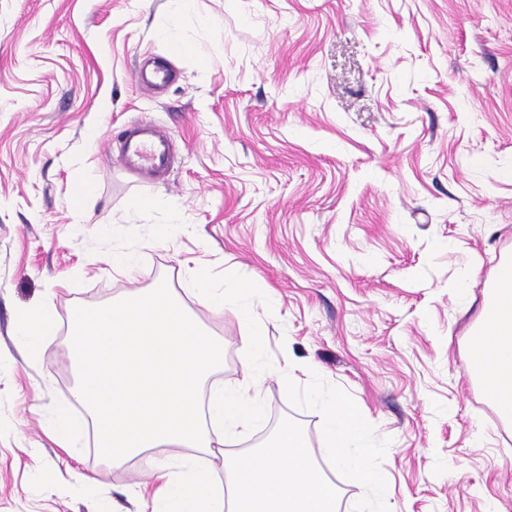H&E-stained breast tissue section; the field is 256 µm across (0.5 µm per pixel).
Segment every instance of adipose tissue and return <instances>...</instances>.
Returning a JSON list of instances; mask_svg holds the SVG:
<instances>
[{
	"label": "adipose tissue",
	"instance_id": "adipose-tissue-1",
	"mask_svg": "<svg viewBox=\"0 0 512 512\" xmlns=\"http://www.w3.org/2000/svg\"><path fill=\"white\" fill-rule=\"evenodd\" d=\"M489 302L468 351L469 372L482 383L501 421L512 422V265L498 266Z\"/></svg>",
	"mask_w": 512,
	"mask_h": 512
}]
</instances>
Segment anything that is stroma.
Wrapping results in <instances>:
<instances>
[{"label":"stroma","mask_w":512,"mask_h":512,"mask_svg":"<svg viewBox=\"0 0 512 512\" xmlns=\"http://www.w3.org/2000/svg\"><path fill=\"white\" fill-rule=\"evenodd\" d=\"M165 2L0 0V512H150L141 459L54 440L58 405L86 416L69 319L166 280L224 341L204 393L234 386L243 326L191 287L204 267L270 293L271 362L313 365L390 438V512H512V426L467 368L512 253V0H195L190 55L161 35ZM146 63L173 69L164 90L136 83ZM141 119L172 143L154 178L117 162ZM45 303L58 328L35 352L18 315ZM259 395L264 424L213 470L287 418L353 512L365 489L330 464L320 412L277 376Z\"/></svg>","instance_id":"stroma-1"}]
</instances>
